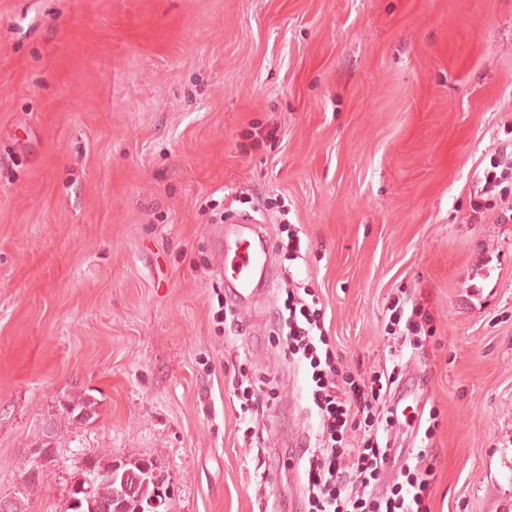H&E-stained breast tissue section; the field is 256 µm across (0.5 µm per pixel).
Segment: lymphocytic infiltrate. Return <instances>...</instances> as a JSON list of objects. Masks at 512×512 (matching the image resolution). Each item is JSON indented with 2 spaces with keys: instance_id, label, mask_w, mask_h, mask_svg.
I'll return each instance as SVG.
<instances>
[{
  "instance_id": "lymphocytic-infiltrate-1",
  "label": "lymphocytic infiltrate",
  "mask_w": 512,
  "mask_h": 512,
  "mask_svg": "<svg viewBox=\"0 0 512 512\" xmlns=\"http://www.w3.org/2000/svg\"><path fill=\"white\" fill-rule=\"evenodd\" d=\"M501 149L487 154L477 175L472 211L493 223H512V123L502 125ZM287 312L279 337L286 353L308 360L311 405L318 418L313 448L305 460L307 512H431L435 468L423 453L406 463L385 494L379 481L394 426L381 407L386 385L395 382L401 356L390 353L387 367L368 375L340 366L325 331L319 299L305 301L299 289L286 291ZM359 440H351L352 432Z\"/></svg>"
}]
</instances>
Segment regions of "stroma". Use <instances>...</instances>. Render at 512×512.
I'll return each mask as SVG.
<instances>
[{
  "label": "stroma",
  "mask_w": 512,
  "mask_h": 512,
  "mask_svg": "<svg viewBox=\"0 0 512 512\" xmlns=\"http://www.w3.org/2000/svg\"><path fill=\"white\" fill-rule=\"evenodd\" d=\"M511 121L512 0H0V499L65 512L86 464L132 458L169 512H279L278 453L318 426L276 342L294 279L343 368L396 348L425 384L438 430L393 438L433 462L432 512H512V224L469 219ZM240 212L307 244L247 303L216 267ZM396 299L431 337L391 334ZM241 370L274 399L251 439ZM49 429L44 431L42 433L41 438H39L38 441L34 443V446H36V448H30L29 450V454L33 456L35 463L31 456L27 457V459L25 460V465L28 468L27 475L29 476L28 485H30V489L28 491L30 492L35 489V478L36 475L39 474L41 468L37 467L36 465L43 467L48 463H51L53 461L54 455L50 453V449L53 448V454L56 452L55 445L58 439V433L54 426H51Z\"/></svg>",
  "instance_id": "obj_1"
}]
</instances>
